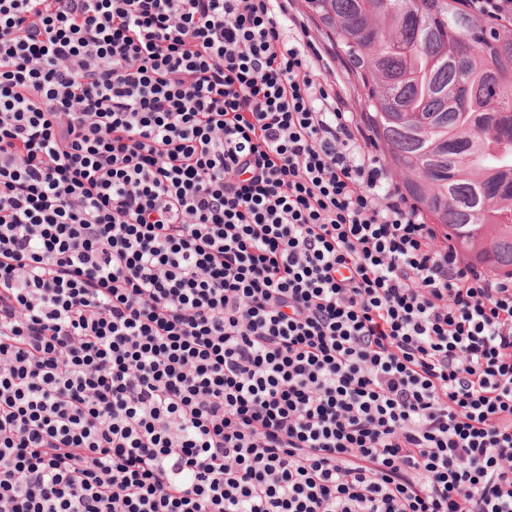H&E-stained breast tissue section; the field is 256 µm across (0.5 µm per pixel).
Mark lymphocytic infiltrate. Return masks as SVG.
Returning a JSON list of instances; mask_svg holds the SVG:
<instances>
[{"label": "lymphocytic infiltrate", "mask_w": 512, "mask_h": 512, "mask_svg": "<svg viewBox=\"0 0 512 512\" xmlns=\"http://www.w3.org/2000/svg\"><path fill=\"white\" fill-rule=\"evenodd\" d=\"M323 69L293 0H0V512H512V278Z\"/></svg>", "instance_id": "lymphocytic-infiltrate-1"}]
</instances>
